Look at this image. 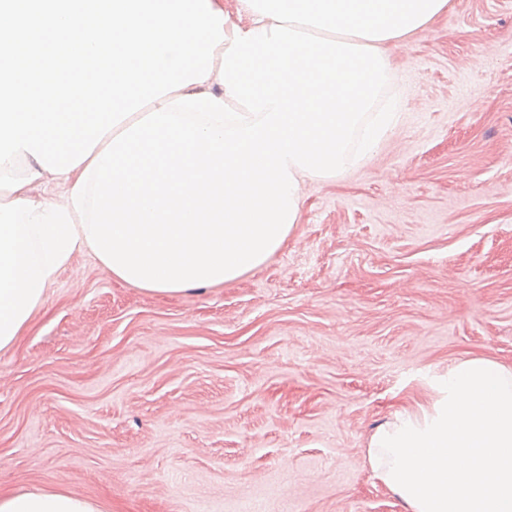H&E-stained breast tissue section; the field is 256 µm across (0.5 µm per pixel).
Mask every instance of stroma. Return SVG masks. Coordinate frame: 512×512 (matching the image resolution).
Returning a JSON list of instances; mask_svg holds the SVG:
<instances>
[{
    "label": "stroma",
    "mask_w": 512,
    "mask_h": 512,
    "mask_svg": "<svg viewBox=\"0 0 512 512\" xmlns=\"http://www.w3.org/2000/svg\"><path fill=\"white\" fill-rule=\"evenodd\" d=\"M402 118L301 181L264 265L161 296L75 254L0 351V487L101 512H407L371 434L457 360L512 365V0L392 46Z\"/></svg>",
    "instance_id": "obj_1"
}]
</instances>
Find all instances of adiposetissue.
Returning a JSON list of instances; mask_svg holds the SVG:
<instances>
[{"label":"adipose tissue","mask_w":512,"mask_h":512,"mask_svg":"<svg viewBox=\"0 0 512 512\" xmlns=\"http://www.w3.org/2000/svg\"><path fill=\"white\" fill-rule=\"evenodd\" d=\"M208 80L168 93L106 133L66 174L0 190V350L11 348L75 253L113 276L175 295L238 279L283 247L300 181L332 179L398 122L382 93L384 48L406 42L449 0H238ZM0 512H100L45 489H0Z\"/></svg>","instance_id":"adipose-tissue-1"}]
</instances>
